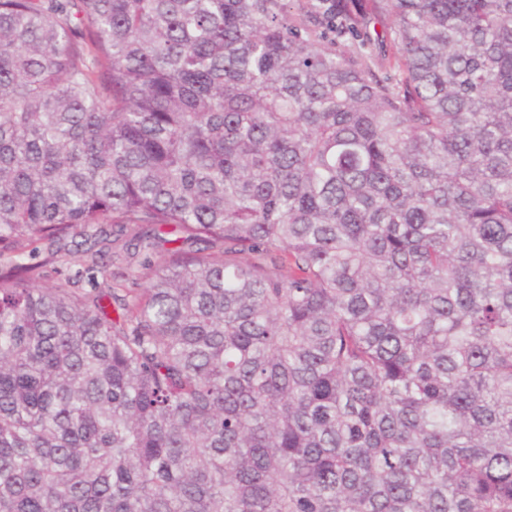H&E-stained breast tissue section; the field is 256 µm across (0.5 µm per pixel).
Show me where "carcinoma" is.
Instances as JSON below:
<instances>
[{
	"instance_id": "obj_1",
	"label": "carcinoma",
	"mask_w": 512,
	"mask_h": 512,
	"mask_svg": "<svg viewBox=\"0 0 512 512\" xmlns=\"http://www.w3.org/2000/svg\"><path fill=\"white\" fill-rule=\"evenodd\" d=\"M293 3L0 0V512H512V0ZM129 273L130 270L126 268L125 264L119 262L112 263V260L105 259L104 264L101 268L97 269L93 275H88L85 272L82 273L83 276L79 282V287L90 289L91 281H89V278H91V276H94L95 281H98L100 284L105 281L122 283L125 276Z\"/></svg>"
}]
</instances>
